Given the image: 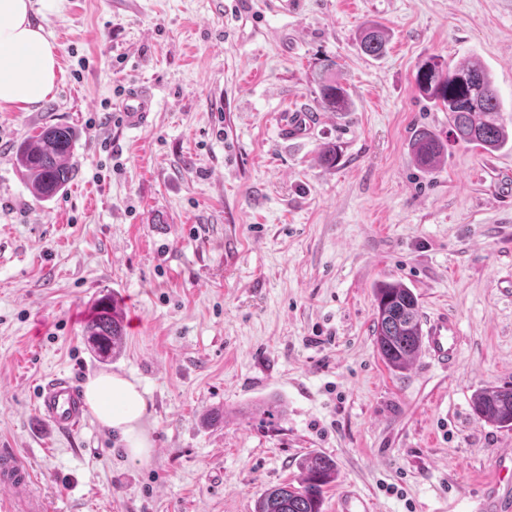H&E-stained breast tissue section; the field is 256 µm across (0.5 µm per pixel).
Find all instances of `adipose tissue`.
Listing matches in <instances>:
<instances>
[{
	"label": "adipose tissue",
	"mask_w": 512,
	"mask_h": 512,
	"mask_svg": "<svg viewBox=\"0 0 512 512\" xmlns=\"http://www.w3.org/2000/svg\"><path fill=\"white\" fill-rule=\"evenodd\" d=\"M62 0H0V112L29 111L53 93L59 77L57 46L43 25ZM85 400L98 422L116 431L129 459L148 457L143 428L148 401L137 384L102 373L84 385Z\"/></svg>",
	"instance_id": "ef3b65f1"
}]
</instances>
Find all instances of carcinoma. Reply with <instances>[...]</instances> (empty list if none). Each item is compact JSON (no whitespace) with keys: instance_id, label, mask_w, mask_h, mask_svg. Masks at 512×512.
Masks as SVG:
<instances>
[{"instance_id":"cac0c4a2","label":"carcinoma","mask_w":512,"mask_h":512,"mask_svg":"<svg viewBox=\"0 0 512 512\" xmlns=\"http://www.w3.org/2000/svg\"><path fill=\"white\" fill-rule=\"evenodd\" d=\"M386 30L367 26L360 49L378 58L386 50ZM326 65L317 74V86L324 105L333 112L349 106L346 88L330 74ZM418 91L433 105L448 113V135L456 143L474 144L491 154L502 150L509 135L502 115L499 95L487 70L478 62H468L445 70L435 59L420 65L415 76ZM77 145L74 130L66 125H50L13 147L16 164L26 172L31 192L48 200L66 189L75 170L69 164ZM413 162L425 171L436 169L447 156L440 137L428 129L416 130L409 141ZM87 341L94 353L106 360L116 354L124 335L123 317L113 300L100 299L85 326ZM373 342L378 355L393 371L406 369L422 345L423 329L418 298L401 282H384L375 288ZM475 414L500 428L512 427V385L479 389L472 400ZM299 486L270 487L256 503V512H322L325 488L336 480L333 459L311 453L300 463Z\"/></svg>"}]
</instances>
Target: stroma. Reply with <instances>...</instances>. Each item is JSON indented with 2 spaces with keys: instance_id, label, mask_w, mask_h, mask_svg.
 I'll list each match as a JSON object with an SVG mask.
<instances>
[{
  "instance_id": "35a3bbf8",
  "label": "stroma",
  "mask_w": 512,
  "mask_h": 512,
  "mask_svg": "<svg viewBox=\"0 0 512 512\" xmlns=\"http://www.w3.org/2000/svg\"><path fill=\"white\" fill-rule=\"evenodd\" d=\"M371 22L389 33L378 59L359 48ZM44 25L54 93L0 112V445L45 512H254L311 452L338 470L323 512L350 490L375 512H476L512 449L472 410L512 383V149L452 142L427 173L407 144L448 134L416 88L431 57L481 61L512 119V0H63ZM327 63L350 111L319 103ZM139 82L155 121L129 131L117 106ZM292 111L314 115L307 138L281 139ZM49 124L78 136L75 177L39 200L10 148ZM383 280L455 319L454 366L384 364ZM105 295L125 324L108 361L84 341ZM101 372L145 392L146 460L96 418L62 434L36 416L46 377ZM270 400L285 413L268 426Z\"/></svg>"
}]
</instances>
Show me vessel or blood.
Wrapping results in <instances>:
<instances>
[{"mask_svg":"<svg viewBox=\"0 0 512 512\" xmlns=\"http://www.w3.org/2000/svg\"><path fill=\"white\" fill-rule=\"evenodd\" d=\"M117 110L126 129L139 130L154 121L153 96L145 88H130ZM310 119L304 112L286 113L279 125L287 139H300L310 130ZM460 350V336L454 319L438 315L427 325L423 336V353L440 364L454 362ZM37 416L61 432H72L86 419L82 391L67 375H54L42 384L35 405ZM33 473L20 459L16 449L0 448V491L6 493L10 512H42L41 500L33 492ZM479 512H512V490L500 481L488 484Z\"/></svg>","mask_w":512,"mask_h":512,"instance_id":"1","label":"vessel or blood"}]
</instances>
